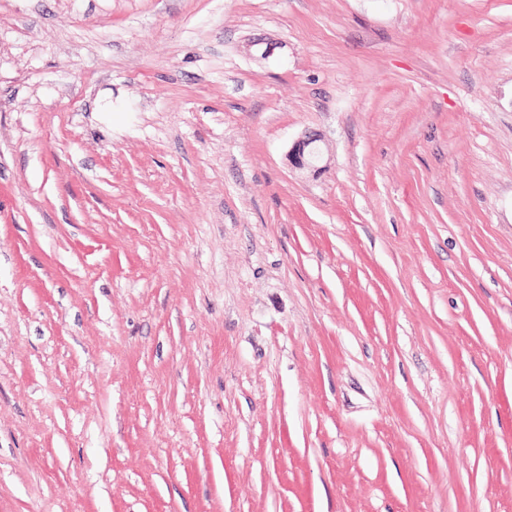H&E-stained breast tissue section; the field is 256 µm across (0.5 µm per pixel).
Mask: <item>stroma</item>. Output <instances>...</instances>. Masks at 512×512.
Here are the masks:
<instances>
[{"label":"stroma","mask_w":512,"mask_h":512,"mask_svg":"<svg viewBox=\"0 0 512 512\" xmlns=\"http://www.w3.org/2000/svg\"><path fill=\"white\" fill-rule=\"evenodd\" d=\"M0 512H512V0H0ZM320 141L321 137L317 134L305 135L298 140L289 152L291 163L297 168L321 171L323 166H319L322 158V150L318 145Z\"/></svg>","instance_id":"obj_1"}]
</instances>
